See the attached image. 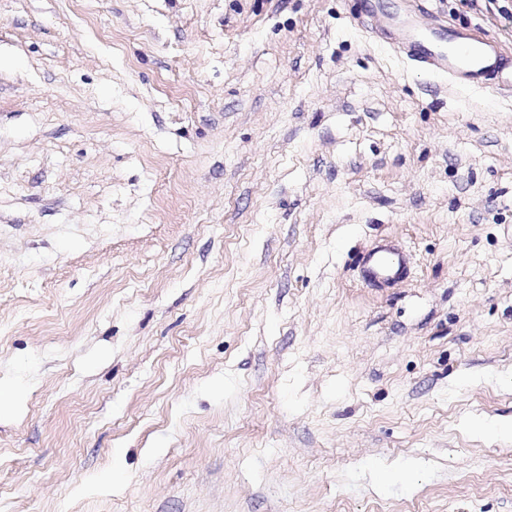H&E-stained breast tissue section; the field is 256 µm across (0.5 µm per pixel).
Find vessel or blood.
<instances>
[{
	"label": "vessel or blood",
	"instance_id": "obj_1",
	"mask_svg": "<svg viewBox=\"0 0 512 512\" xmlns=\"http://www.w3.org/2000/svg\"><path fill=\"white\" fill-rule=\"evenodd\" d=\"M365 2L358 17L366 30L419 68L446 79L450 88L481 86L512 92V54L503 53L496 44L474 32L433 28L420 20L406 25L390 19L382 22L377 0ZM406 273L405 255L391 245L379 246L363 259L364 278L372 284L399 279Z\"/></svg>",
	"mask_w": 512,
	"mask_h": 512
}]
</instances>
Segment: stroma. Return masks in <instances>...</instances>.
<instances>
[{
    "mask_svg": "<svg viewBox=\"0 0 512 512\" xmlns=\"http://www.w3.org/2000/svg\"><path fill=\"white\" fill-rule=\"evenodd\" d=\"M358 9L0 0V512H512V95ZM406 273V257L394 246H379L363 258L364 278L371 284L399 279L405 276Z\"/></svg>",
    "mask_w": 512,
    "mask_h": 512,
    "instance_id": "1",
    "label": "stroma"
}]
</instances>
